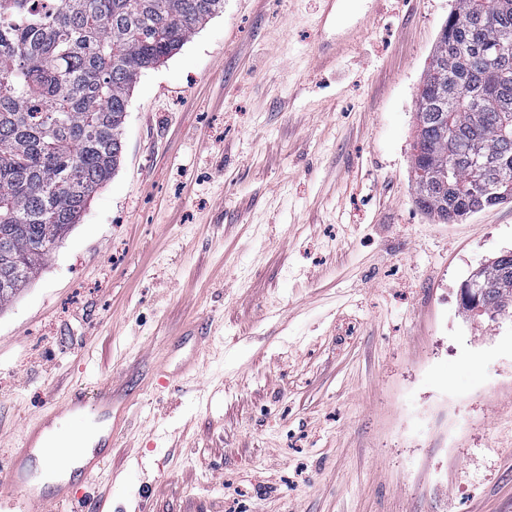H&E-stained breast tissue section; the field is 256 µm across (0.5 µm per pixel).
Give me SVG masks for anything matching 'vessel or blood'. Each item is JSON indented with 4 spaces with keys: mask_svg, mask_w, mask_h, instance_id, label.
<instances>
[{
    "mask_svg": "<svg viewBox=\"0 0 512 512\" xmlns=\"http://www.w3.org/2000/svg\"><path fill=\"white\" fill-rule=\"evenodd\" d=\"M384 2L367 0L364 7L358 8L355 22L337 33L335 39L323 41L315 53L319 65L334 64L348 47L360 42L382 12ZM211 342L209 334H194L191 350L175 372V379L195 380L200 353ZM114 405L111 385L75 388L46 413L25 420L20 447L9 451V483L0 491V512H86L71 483L61 480L49 491L36 490L31 483L32 463L58 423L76 421L81 430L89 431L93 440L91 450L57 448L54 464L59 472L73 471L84 478L101 472L112 453Z\"/></svg>",
    "mask_w": 512,
    "mask_h": 512,
    "instance_id": "b4317fda",
    "label": "vessel or blood"
}]
</instances>
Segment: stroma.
Returning a JSON list of instances; mask_svg holds the SVG:
<instances>
[{"label":"stroma","mask_w":512,"mask_h":512,"mask_svg":"<svg viewBox=\"0 0 512 512\" xmlns=\"http://www.w3.org/2000/svg\"><path fill=\"white\" fill-rule=\"evenodd\" d=\"M324 0H224L130 93L121 163L0 310V445L75 386L125 402L100 512H512V321L462 284L512 203H415L416 99L455 0H389L319 68ZM210 327L207 402L159 382Z\"/></svg>","instance_id":"1"}]
</instances>
